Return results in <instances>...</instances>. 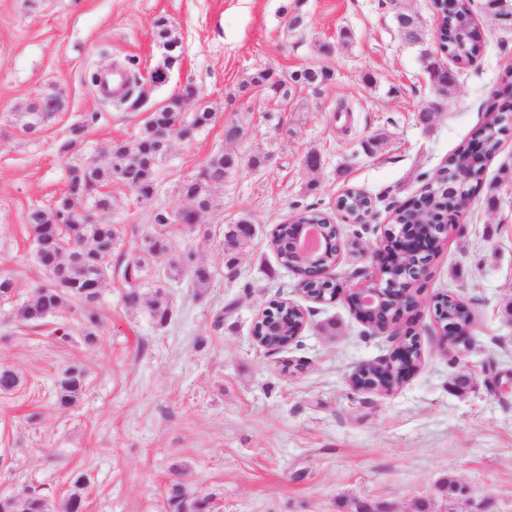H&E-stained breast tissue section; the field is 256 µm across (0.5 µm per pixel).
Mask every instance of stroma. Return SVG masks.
<instances>
[{"label": "stroma", "instance_id": "1", "mask_svg": "<svg viewBox=\"0 0 512 512\" xmlns=\"http://www.w3.org/2000/svg\"><path fill=\"white\" fill-rule=\"evenodd\" d=\"M471 10L484 37L474 64L435 99L420 49L405 44L396 12L418 15L432 39V0H0V278L14 280L0 299V364L21 383L0 394V494L40 487L62 503L71 478L90 480L85 512H168L165 485L187 482L211 494L219 512H355L380 504L409 512H512V120L481 184L432 261L417 323L421 363L388 394L359 391L350 377L387 356L392 343L370 334L345 297L308 300L271 245L276 224L311 207L336 224L333 272L343 288L373 277L372 251L389 213L417 195L486 119V104L512 70V21ZM299 15L302 26L290 28ZM176 36L164 47L161 27ZM177 61L165 84L149 75L167 55ZM328 67L320 88L295 86L287 111L244 82L260 69L279 75ZM135 71L143 99L133 110L104 96L98 76ZM193 84L200 99L183 105L213 122L175 139L157 169L147 203L120 181L100 189L101 224L148 231L155 212L186 201L181 182L209 158L232 150L238 171L213 187L214 205L194 232L176 229L175 251H193L211 279L151 271L172 317L157 326L146 307L128 308L119 283L100 299V343H63L50 326L13 319L46 277L33 257L27 213L53 207L68 190L69 168L108 161L112 144H133L150 113ZM59 108L38 132L19 114L43 98ZM438 101L437 117L416 113ZM234 123L244 135L224 141ZM273 153L251 168L250 157ZM320 163L309 168L306 158ZM355 188L373 217L355 224L336 200ZM248 220L253 235L228 262L224 229ZM462 300L474 316L470 349L445 345L434 297ZM290 301L306 323L288 346L267 350L253 325L270 303ZM223 324H216V317ZM89 369L83 398L61 409L54 379L72 360ZM456 480L468 492L449 502Z\"/></svg>", "mask_w": 512, "mask_h": 512}]
</instances>
